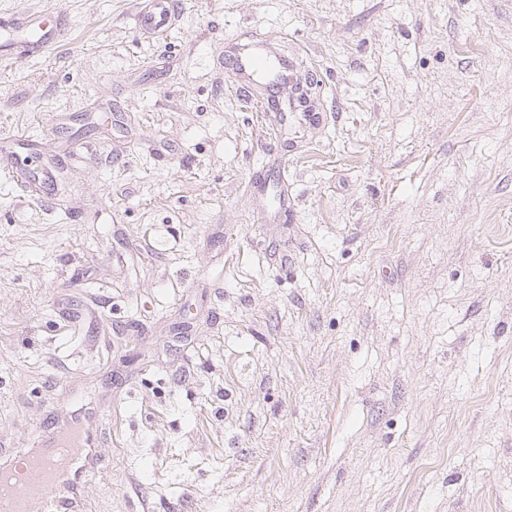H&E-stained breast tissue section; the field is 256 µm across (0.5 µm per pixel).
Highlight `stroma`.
I'll return each mask as SVG.
<instances>
[{"instance_id": "1", "label": "stroma", "mask_w": 512, "mask_h": 512, "mask_svg": "<svg viewBox=\"0 0 512 512\" xmlns=\"http://www.w3.org/2000/svg\"><path fill=\"white\" fill-rule=\"evenodd\" d=\"M146 2L0 0L66 27L0 54V138L55 166L0 176V446L84 400L86 512H512V0ZM171 15L169 1L158 0L152 10L138 17V24L144 31L158 32L168 26ZM288 65L289 61H280L276 56L272 60L271 54L262 45L241 46L231 57L232 72L240 78L264 77L274 72L270 76L275 75L279 80Z\"/></svg>"}]
</instances>
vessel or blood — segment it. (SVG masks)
Here are the masks:
<instances>
[{
    "label": "vessel or blood",
    "instance_id": "vessel-or-blood-1",
    "mask_svg": "<svg viewBox=\"0 0 512 512\" xmlns=\"http://www.w3.org/2000/svg\"><path fill=\"white\" fill-rule=\"evenodd\" d=\"M168 0H156L152 10L138 18L147 32L169 24ZM63 34L37 16L7 21L0 44L13 58L46 53ZM286 62L274 59L264 46L244 45L231 57V69L242 78L282 76ZM100 432L95 419L80 421L41 447L0 461V512H83V486L87 471L100 464Z\"/></svg>",
    "mask_w": 512,
    "mask_h": 512
}]
</instances>
